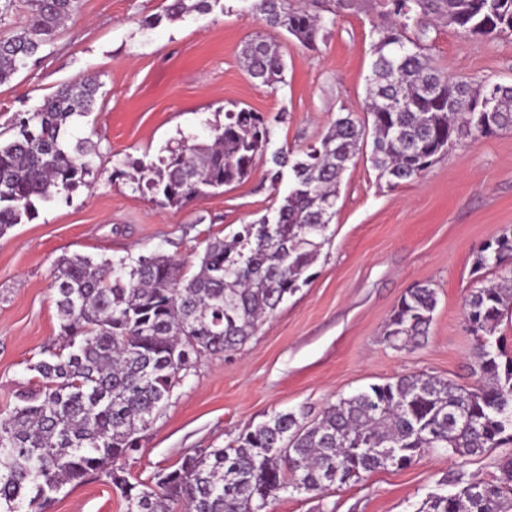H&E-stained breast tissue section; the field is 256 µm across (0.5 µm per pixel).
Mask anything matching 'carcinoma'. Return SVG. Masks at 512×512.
<instances>
[{
  "label": "carcinoma",
  "instance_id": "carcinoma-1",
  "mask_svg": "<svg viewBox=\"0 0 512 512\" xmlns=\"http://www.w3.org/2000/svg\"><path fill=\"white\" fill-rule=\"evenodd\" d=\"M213 0H170L169 19L206 13ZM359 0H255L267 27L318 49L341 12ZM28 15L0 35V84L38 59L78 0H27ZM371 28L366 78L371 126L338 113L302 158L269 151L273 129L252 109L224 112L211 141L185 139L159 165L129 163L136 189L162 207L181 208L244 181L270 154V179L291 174L272 218L241 224L209 240L190 274L163 253L130 262L63 256L51 289L62 343L30 369L38 383L14 393L0 412V512H42L62 487L104 478L125 512H267L280 493L315 496L363 481L378 469L408 468L443 451L464 463L497 449V474L469 478L458 468L441 480L454 491L433 494L417 512H512V352L498 336L512 316V231L474 251V270L495 269L498 281L472 289L462 316L473 337L474 385L427 373L402 375L339 397L314 419L304 409L276 413L239 432L227 446L183 454L152 482L128 478L126 462L168 404L173 389L202 357L245 344L259 323L307 281L328 241L342 174L372 138V163L392 187L421 178L456 144H476L512 130V86L468 82L432 65L426 43L432 20L464 38L512 35V0H382ZM250 77L271 89L284 82L280 45H244ZM101 83L62 85L19 116L0 144V236L36 212V204L86 184L96 148L71 142L69 128L94 108ZM437 294L418 283L398 299L383 340L404 350L427 335Z\"/></svg>",
  "mask_w": 512,
  "mask_h": 512
}]
</instances>
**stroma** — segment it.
<instances>
[{
  "label": "stroma",
  "mask_w": 512,
  "mask_h": 512,
  "mask_svg": "<svg viewBox=\"0 0 512 512\" xmlns=\"http://www.w3.org/2000/svg\"><path fill=\"white\" fill-rule=\"evenodd\" d=\"M254 0H217L206 14L163 18L164 0H79L49 47L0 84V140L14 135L17 114L61 85L87 75L101 84L93 112L76 118L73 138L96 147L93 172L69 198L37 206L32 219L0 236V408L37 382L31 364L56 347L59 320L50 288L57 260L87 255L119 262L162 252L192 267L208 238L273 214L288 182L271 186L257 160L248 179L181 208H164L117 175L126 158L157 161L183 138L210 139L226 110L249 107L273 119V145L300 153L338 113L366 119L370 30L380 7L367 0L343 14L318 50L266 27ZM155 26H144L147 18ZM279 43L285 85L269 89L249 76L241 56L255 36ZM430 56L444 72L512 84V39H464L447 24L431 29ZM331 239L313 278L237 350L204 357L177 386L142 446L126 464L148 480L195 448L229 443L278 412L317 416L339 396L402 374L424 372L469 382L473 340L462 319L476 283L473 252L512 228V131L459 145L416 181L390 187L361 154L345 172ZM427 282L438 304L425 342L396 350L383 341L401 294ZM497 453L464 466L435 453L403 470L381 469L326 496L283 493L269 512H416L448 472L491 477ZM118 491L91 478L64 487L43 512H124Z\"/></svg>",
  "instance_id": "stroma-1"
}]
</instances>
